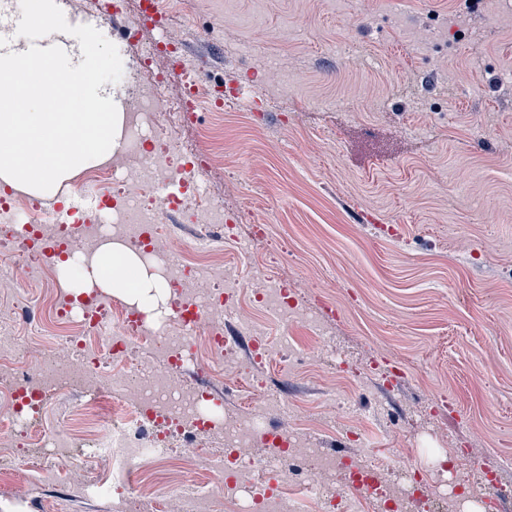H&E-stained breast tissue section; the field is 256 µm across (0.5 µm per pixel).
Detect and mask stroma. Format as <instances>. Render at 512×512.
<instances>
[{"label": "stroma", "instance_id": "35a3bbf8", "mask_svg": "<svg viewBox=\"0 0 512 512\" xmlns=\"http://www.w3.org/2000/svg\"><path fill=\"white\" fill-rule=\"evenodd\" d=\"M169 33L205 78L284 101L265 120L204 110L223 146L210 193L241 244L283 252L302 307H333L296 373L266 366L299 420L347 389L340 425L422 464L436 433L457 479L512 492V0H169ZM347 45L351 54L337 53ZM390 363L393 390L330 369Z\"/></svg>", "mask_w": 512, "mask_h": 512}]
</instances>
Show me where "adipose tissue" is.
<instances>
[{"label": "adipose tissue", "mask_w": 512, "mask_h": 512, "mask_svg": "<svg viewBox=\"0 0 512 512\" xmlns=\"http://www.w3.org/2000/svg\"><path fill=\"white\" fill-rule=\"evenodd\" d=\"M33 41L0 38V182L54 193L77 169L111 156L122 145L124 116L116 91L98 78L104 46L92 29L68 37L53 0H36ZM67 288L127 295L154 311L167 283L129 250L108 246L90 267H65Z\"/></svg>", "instance_id": "ef3b65f1"}]
</instances>
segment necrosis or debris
<instances>
[{
	"mask_svg": "<svg viewBox=\"0 0 512 512\" xmlns=\"http://www.w3.org/2000/svg\"><path fill=\"white\" fill-rule=\"evenodd\" d=\"M80 6L103 19L131 18L112 53L113 78L124 94L125 144L76 180L90 206L65 210L15 191L0 195V231L21 244L0 255V371L8 375L0 384V447L17 451L0 461V482L12 480L19 459L31 454L33 483L67 475L81 495L111 494L113 512H412L417 504L426 512H504L495 473L475 486L457 483L456 449H429L428 465L411 466L378 448L360 465L348 453L311 444L303 429L274 428L272 413L290 409L285 400L264 397L259 377L249 380V403L233 411L196 382L206 372H241L224 331L230 317L251 338L256 364L284 355L292 368L309 360L291 341L292 328L321 338L327 320L293 305L276 260L264 261V285L253 298L284 330L270 346L262 327L239 314L238 267L212 260L206 239L185 243L170 234L167 212L202 208L223 238H235V214L199 177L216 159L183 134L202 124L196 98L215 105L238 99L240 90L225 91L217 81L199 88L179 61V43L166 33L159 0ZM148 30L158 36L147 43ZM160 58L171 68H157ZM168 181L179 183L178 193L158 197L156 186ZM107 244L138 253L168 281L161 316L94 290L46 307L20 286L45 278L62 288L59 256L89 263ZM30 334L38 343L27 342ZM174 464L218 481L182 479L159 493L135 492V483ZM340 471L353 494L332 487Z\"/></svg>",
	"mask_w": 512,
	"mask_h": 512,
	"instance_id": "4bbe7bcc",
	"label": "necrosis or debris"
}]
</instances>
